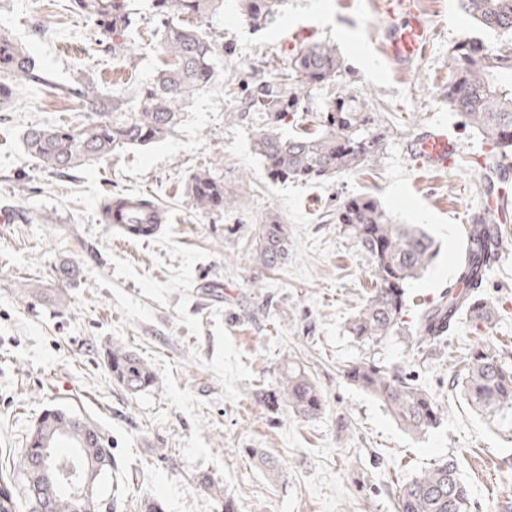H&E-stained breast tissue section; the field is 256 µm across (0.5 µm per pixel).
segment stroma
<instances>
[{"label":"stroma","mask_w":512,"mask_h":512,"mask_svg":"<svg viewBox=\"0 0 512 512\" xmlns=\"http://www.w3.org/2000/svg\"><path fill=\"white\" fill-rule=\"evenodd\" d=\"M417 2L429 45L404 68L386 54L394 18L384 0H288L261 30L244 21L239 0H224L202 22L224 49L212 85L174 132L56 175L26 153L24 132L83 124L72 89L84 81L137 106L163 63L152 0H131L116 52L70 0H0V28L28 45L46 77L17 88L0 112V211L14 217L0 223V474L44 409L71 406L112 441L103 486L111 512H143L152 501L165 512H222L216 485L237 512H399L400 486L445 460L470 491V512H512V407L482 412L462 391L474 348L512 363V248L479 290L494 308L491 323L463 315L443 344L416 343L422 310L457 279L464 225L512 187L508 161L490 184L473 167L487 148L448 104L451 51L464 39L496 51L512 47V36L479 27L458 0ZM305 37L335 46L346 63L336 84L304 90L305 110L354 89L386 137L374 166L323 182L277 181L253 150L259 116L247 110L244 87L286 67ZM433 124L460 145L454 171L422 168L407 149ZM200 170L223 179L231 207L195 210L187 186ZM111 195L142 196L168 221L148 241H126L102 220ZM349 197L375 199L393 223L422 225L438 249L406 286L399 328L376 341L346 329L373 289L368 257L336 222ZM273 219L287 225L290 247L271 270L255 251L260 225ZM115 343L149 366L152 388L133 394L113 378L105 352ZM288 361L320 386L321 414L305 419L259 402L257 390L272 388ZM353 361L410 373L441 405L440 425L405 432L344 378Z\"/></svg>","instance_id":"35a3bbf8"}]
</instances>
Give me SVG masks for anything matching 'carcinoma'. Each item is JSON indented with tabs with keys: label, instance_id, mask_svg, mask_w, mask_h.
<instances>
[{
	"label": "carcinoma",
	"instance_id": "carcinoma-1",
	"mask_svg": "<svg viewBox=\"0 0 512 512\" xmlns=\"http://www.w3.org/2000/svg\"><path fill=\"white\" fill-rule=\"evenodd\" d=\"M75 12L92 18L105 36L120 35L127 27L129 0H70ZM462 10L482 28L512 33V0H459ZM288 0H241V15L252 27L263 29ZM224 7V0H154L159 19V50L163 68L148 85L133 111L123 110L117 97L107 99L92 83L73 89L84 109L92 113L79 126H37L26 130L23 143L29 154L55 173H65L99 161L117 150L143 146L168 137L181 120L186 100L211 86L218 48L198 21ZM343 60L336 48L305 39L288 56L285 73L256 86L249 108L263 115L253 134V147L265 171L276 179L315 181L362 170L374 164L384 139L377 113L369 111L363 96L346 92L328 101L313 121L298 116L299 88L328 86L343 76ZM0 72L11 83L0 81V110L7 109L16 87L46 81L23 44L0 31ZM448 104L463 126L477 132L491 147L483 177L512 157V50L490 52L471 39L459 42L451 53L446 85ZM292 118L300 132L285 135L282 125ZM188 194L200 212L226 207L224 181L207 170L190 176ZM336 223L369 258L374 291L351 318L348 332L367 342L391 335L401 323L405 285L429 265L434 242L415 224H393L371 198L346 201L336 212ZM466 246L458 265V279L470 284L484 278L490 268L487 241L502 252L512 246L507 229L499 224H470L465 228ZM288 225L274 221L259 229L257 260L273 269L288 256ZM469 314L489 323L494 310L474 296L444 295L425 308L419 317V345L446 339L443 324L454 314ZM113 377L128 391L137 393L155 384L152 370L114 343L107 350ZM344 377L377 398L407 431L422 433L441 421L439 403L422 387L406 378L398 367L352 362ZM468 399L486 408L512 406V365L490 350L478 347L468 357L462 377ZM259 400L274 406L283 403L296 415L310 418L325 405L315 380L304 370L285 364L279 382L262 390ZM18 467L0 478V512H16L18 496L39 512L29 493L36 469L31 448H44L51 461L65 469L78 468L73 457L61 455L62 443L86 444L96 460L100 449L112 443L92 420L69 408H54L34 425ZM400 512H468L469 491L453 462L438 464L405 482L399 489ZM81 503L67 493L56 496L49 512H80Z\"/></svg>",
	"mask_w": 512,
	"mask_h": 512
}]
</instances>
